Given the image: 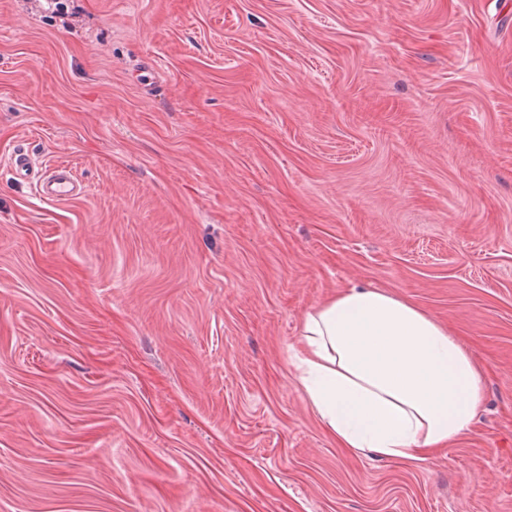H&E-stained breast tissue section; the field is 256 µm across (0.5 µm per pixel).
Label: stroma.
<instances>
[{
    "instance_id": "obj_1",
    "label": "stroma",
    "mask_w": 512,
    "mask_h": 512,
    "mask_svg": "<svg viewBox=\"0 0 512 512\" xmlns=\"http://www.w3.org/2000/svg\"><path fill=\"white\" fill-rule=\"evenodd\" d=\"M354 284L486 374L425 461L298 380ZM0 512H512V0H0ZM9 165L16 178L31 181L37 194L46 201H69L86 192L63 165L44 166L39 170L36 162L21 151L14 153Z\"/></svg>"
}]
</instances>
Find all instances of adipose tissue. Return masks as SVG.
Listing matches in <instances>:
<instances>
[{
  "label": "adipose tissue",
  "instance_id": "adipose-tissue-1",
  "mask_svg": "<svg viewBox=\"0 0 512 512\" xmlns=\"http://www.w3.org/2000/svg\"><path fill=\"white\" fill-rule=\"evenodd\" d=\"M299 381L341 447L420 462L470 432L483 371L446 326L414 304L352 286L305 315Z\"/></svg>",
  "mask_w": 512,
  "mask_h": 512
}]
</instances>
